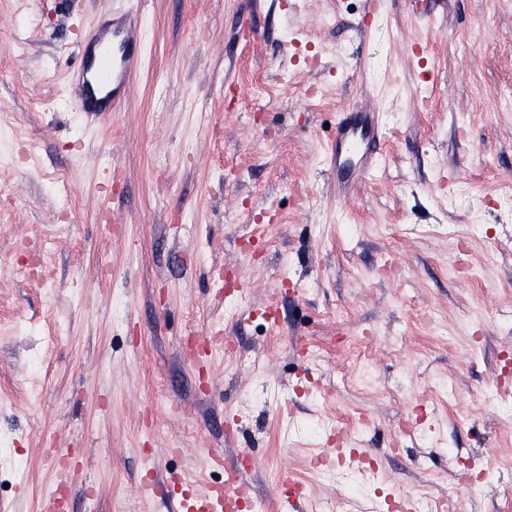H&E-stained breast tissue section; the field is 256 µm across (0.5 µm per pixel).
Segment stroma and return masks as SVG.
Returning a JSON list of instances; mask_svg holds the SVG:
<instances>
[{"label": "stroma", "instance_id": "35a3bbf8", "mask_svg": "<svg viewBox=\"0 0 512 512\" xmlns=\"http://www.w3.org/2000/svg\"><path fill=\"white\" fill-rule=\"evenodd\" d=\"M366 6L0 0V512L64 452L66 512H173L171 475L238 450L260 512H512V0ZM123 13L143 66L90 124L67 80ZM369 105L340 205L330 141ZM338 444L369 467L311 466ZM381 125L376 108L355 112L336 129L330 183L336 201L348 200L377 165Z\"/></svg>", "mask_w": 512, "mask_h": 512}]
</instances>
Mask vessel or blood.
<instances>
[{
    "instance_id": "vessel-or-blood-1",
    "label": "vessel or blood",
    "mask_w": 512,
    "mask_h": 512,
    "mask_svg": "<svg viewBox=\"0 0 512 512\" xmlns=\"http://www.w3.org/2000/svg\"><path fill=\"white\" fill-rule=\"evenodd\" d=\"M142 32L130 20L118 18L111 32L86 35L82 64L69 76L74 107L92 118L121 111L130 92V75L141 63ZM376 108L353 113L336 129L330 165V183L337 202L348 200L376 165L380 139ZM250 498L249 487L237 465L224 468L222 485L192 493L179 502L181 512H239Z\"/></svg>"
}]
</instances>
